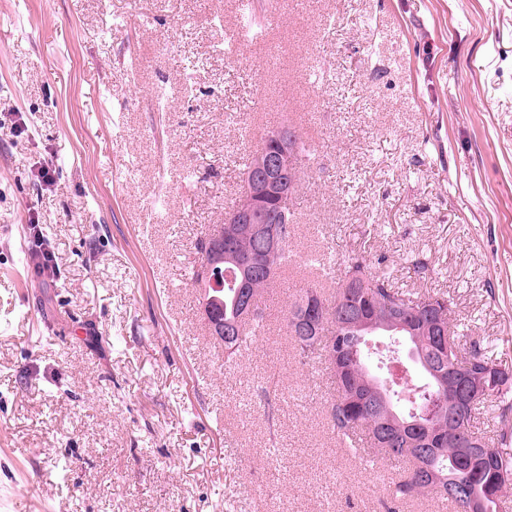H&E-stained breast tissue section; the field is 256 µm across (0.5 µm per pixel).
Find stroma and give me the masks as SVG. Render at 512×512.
<instances>
[{
    "label": "stroma",
    "instance_id": "obj_1",
    "mask_svg": "<svg viewBox=\"0 0 512 512\" xmlns=\"http://www.w3.org/2000/svg\"><path fill=\"white\" fill-rule=\"evenodd\" d=\"M251 2L0 0V512H386L285 322L352 250L512 370V0ZM284 124L295 260L228 365L195 243Z\"/></svg>",
    "mask_w": 512,
    "mask_h": 512
}]
</instances>
